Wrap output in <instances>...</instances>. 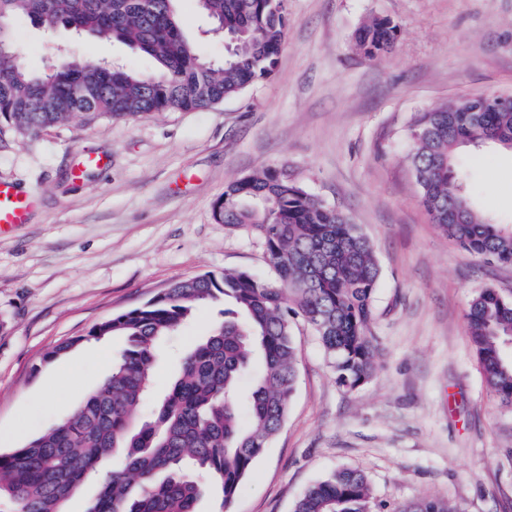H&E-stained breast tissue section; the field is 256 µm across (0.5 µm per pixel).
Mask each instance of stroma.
I'll use <instances>...</instances> for the list:
<instances>
[{
    "mask_svg": "<svg viewBox=\"0 0 512 512\" xmlns=\"http://www.w3.org/2000/svg\"><path fill=\"white\" fill-rule=\"evenodd\" d=\"M288 29L272 77L196 112L122 120L77 116L33 138L0 142V181L35 194L27 223L0 236V449L71 415L109 374L125 340L87 334L172 282L205 272L277 275L261 239L213 216L225 184L276 167L346 213L371 241L381 274L371 333L376 377L339 387L314 330L295 320V390L279 434L231 512H292L314 482L363 470L379 512L422 499L462 512H512V409L487 391L466 312L485 288L512 300V265L476 256L432 224L408 161L415 115L485 92L512 94V0H285ZM184 36L222 64L195 0H180ZM373 17L399 28L371 61L354 47ZM27 67L65 55L145 76L149 55L114 39L11 20ZM99 166L72 172L86 154ZM465 187L482 213L512 226V151L484 147ZM199 305L168 343L155 378L164 394L176 357L210 330ZM83 342L54 360L64 340Z\"/></svg>",
    "mask_w": 512,
    "mask_h": 512,
    "instance_id": "obj_1",
    "label": "stroma"
}]
</instances>
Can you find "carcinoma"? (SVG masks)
<instances>
[{"label":"carcinoma","mask_w":512,"mask_h":512,"mask_svg":"<svg viewBox=\"0 0 512 512\" xmlns=\"http://www.w3.org/2000/svg\"><path fill=\"white\" fill-rule=\"evenodd\" d=\"M178 0H0V136L33 137L81 116L124 118L152 112L203 110L240 95L275 71L288 17L283 0H197L224 38L244 33L248 50L216 66L186 40ZM19 15L52 28L112 37L160 65L146 77L111 64L67 59L49 73L17 61L8 23ZM398 27L372 18L355 33L369 59L390 52ZM89 90L78 102L74 91ZM469 102L417 115L410 161L431 222L472 253L512 265V227L475 209L457 155L464 148L512 147V108L469 116ZM214 218L247 229L265 245L275 284L245 271L205 272L177 280L145 304L96 324L85 336L48 352L50 361L91 339L121 335L127 347L112 373L62 422L0 453V497L11 512H61L62 503L113 458L123 470L99 489L86 512H196L205 481L220 484L231 504L254 462L279 433L297 378L292 319L320 339L336 382L349 390L380 367L371 334L380 276L371 242L343 212L311 196L276 168L230 180ZM223 300L215 322L181 359L177 375L151 418L137 410L150 398L167 338L202 303ZM471 345L490 393L512 407V302L494 289L476 294L467 310ZM259 363L251 384L242 381ZM293 512H376L364 472L332 471L311 485ZM406 512H458L436 499Z\"/></svg>","instance_id":"carcinoma-1"}]
</instances>
